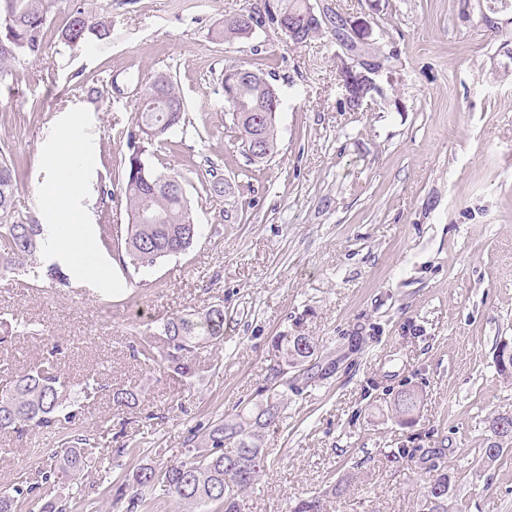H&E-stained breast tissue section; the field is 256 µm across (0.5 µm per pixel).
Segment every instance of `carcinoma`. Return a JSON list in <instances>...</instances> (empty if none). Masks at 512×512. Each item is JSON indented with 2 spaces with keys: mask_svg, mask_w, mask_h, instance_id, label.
Segmentation results:
<instances>
[{
  "mask_svg": "<svg viewBox=\"0 0 512 512\" xmlns=\"http://www.w3.org/2000/svg\"><path fill=\"white\" fill-rule=\"evenodd\" d=\"M308 0H264L263 13L272 24L280 25L283 14L299 15L307 8ZM55 0H0V80L12 72L19 59L38 58L44 51V29ZM252 30L251 20L235 14L224 19L218 38L231 44ZM112 25L92 8L75 7L61 40L77 48L90 37L110 38ZM244 65H229L221 72V84L232 88L240 104L260 115L256 131L241 122L237 129V149L246 154L245 139L252 133L266 144V158L250 161L264 164L277 150V111L272 109L265 87L242 83L236 79ZM184 104L174 81L167 75L158 76L137 101L136 120L127 132L128 152L121 169L122 194L125 199L128 224L123 245L117 248L123 268H152L160 260L186 253L198 236L187 194L174 187L181 181L176 173H162L150 162V147L177 130H184ZM22 183L16 160L0 151V270L18 266L36 270L37 257L49 247V237L42 224H23L14 219L15 200ZM169 350L162 358L184 377L194 374L191 354L224 344V306L215 304L186 316L170 317L161 324ZM277 351L279 369L275 376L290 367H299L317 353L318 345L311 336H290L283 333L272 340ZM499 371L512 377V341H501L495 347ZM102 388L99 377H86L79 388L62 379L56 372L54 359L46 358L13 384L0 389V432L20 435L39 430H66L62 454H53L55 464L42 472L44 492L40 495L39 512H66V502L51 495V486L59 477H78L90 468L88 449L96 441L92 435L70 431L83 410L82 400ZM141 394L134 386L112 389V402L120 408L134 409ZM420 404L419 394L405 389L394 399L396 417L404 424L412 422ZM284 399L266 393L249 408L227 415L210 426L205 434V446L198 444L185 449L184 457L176 462L152 465L136 464L121 475L116 500L126 492L128 508H146L161 495L173 498L185 507V512H240V497L253 490L268 469L263 448L265 431L279 424ZM512 447V418L494 417L488 425L482 458L487 463L497 461L503 449ZM415 448H399L388 456L397 462L408 458L429 474L424 486L421 512H445L454 480L439 465L445 455L443 448H428L416 455ZM35 487L18 483L12 490H0V512H19ZM340 495V486L333 485L325 492H314L288 505V512H326V498Z\"/></svg>",
  "mask_w": 512,
  "mask_h": 512,
  "instance_id": "cac0c4a2",
  "label": "carcinoma"
}]
</instances>
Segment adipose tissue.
<instances>
[{"label": "adipose tissue", "instance_id": "adipose-tissue-1", "mask_svg": "<svg viewBox=\"0 0 512 512\" xmlns=\"http://www.w3.org/2000/svg\"><path fill=\"white\" fill-rule=\"evenodd\" d=\"M62 131V137L52 147L51 175L45 183L44 212L50 219L52 241L57 250L71 257L77 269L106 287L111 283L110 276L92 259L96 246L86 234L87 212L73 204L75 197L83 193V168L92 150L78 135L75 122L63 125Z\"/></svg>", "mask_w": 512, "mask_h": 512}]
</instances>
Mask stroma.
<instances>
[{
    "label": "stroma",
    "mask_w": 512,
    "mask_h": 512,
    "mask_svg": "<svg viewBox=\"0 0 512 512\" xmlns=\"http://www.w3.org/2000/svg\"><path fill=\"white\" fill-rule=\"evenodd\" d=\"M75 2L57 0L42 56L0 82V147L25 172L16 220L41 223L45 148L79 118L93 156L82 204L91 235L108 241L97 260L112 286L0 274V320L32 328L0 343V388L47 356L76 384L95 373L138 386L136 412L102 391L76 425L100 433L99 451L124 444L161 463L274 385L285 411L243 512H286L289 499L348 474L329 512H420L422 472L386 459L399 448L445 449L448 512H512V449L492 464L480 454L489 420L512 413V378L494 357L512 340V0H311L372 29L353 51L330 27L296 46L270 23L230 45L214 40L225 17L264 0H96L110 39L69 48L60 32ZM352 54L384 62L373 101L355 112L337 70ZM230 63L265 68L282 100L278 149L259 171L224 110L218 76ZM162 74L189 123L153 145L152 162L182 175L200 232L188 254L134 277L116 250L128 222L121 160L137 94ZM213 171L224 195L206 190ZM218 303L224 343L199 354L195 377L133 358L143 342L165 354L163 319ZM282 333L315 337L320 350L311 370L277 384L272 338ZM404 388L421 397L408 425L391 409ZM61 444L51 431L0 433V488L35 476ZM130 462L55 492L70 512H117Z\"/></svg>",
    "instance_id": "stroma-1"
}]
</instances>
